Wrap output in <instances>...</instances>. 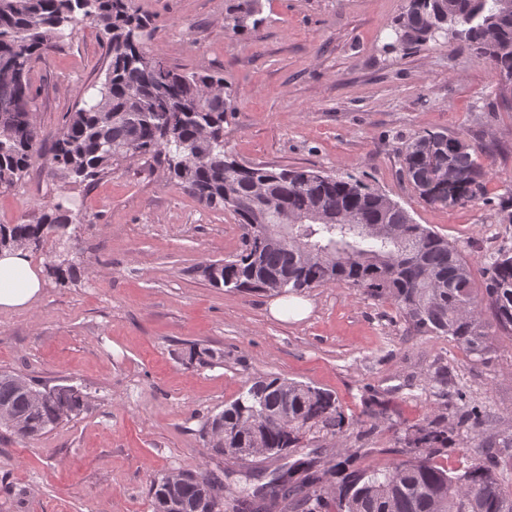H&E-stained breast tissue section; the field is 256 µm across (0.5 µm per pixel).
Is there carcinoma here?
I'll return each instance as SVG.
<instances>
[{"instance_id": "obj_1", "label": "carcinoma", "mask_w": 512, "mask_h": 512, "mask_svg": "<svg viewBox=\"0 0 512 512\" xmlns=\"http://www.w3.org/2000/svg\"><path fill=\"white\" fill-rule=\"evenodd\" d=\"M263 0H232L225 26L243 35L260 26ZM91 21L106 39L109 61L94 93L69 113L53 138L51 173L73 182L107 173L120 158L164 156L170 178L200 205L231 211L243 229V249L221 268L208 265L204 273L217 288L257 290L267 278L278 277L283 291L345 283L367 294L393 301L403 319L418 331L448 336L471 353L490 351L481 321L480 301L471 286L468 261L448 239L414 221L400 204L352 175L331 176L319 171L267 165H241L224 149V116L234 110L231 86L221 72H182L163 53L146 46L149 22L133 9L132 0H0V187H8L26 172L41 142L34 118L28 73L32 60L55 49L66 30ZM389 53L429 42L466 43L495 73L512 74V0H405L404 13ZM109 105L112 121L101 125L100 108ZM459 137L426 132L413 137L403 154L402 171L427 203H447L448 192L461 203L482 197L485 171L476 159L478 149L457 147ZM443 156L451 169L472 170L473 187L448 186V172L432 167ZM267 184L261 199L255 186ZM297 216L322 210L331 224L307 222L292 229L278 244L267 239L280 233V211ZM72 223L71 211L58 203L23 224H0V251L40 244L49 234L60 237ZM362 224H388L398 239H369ZM314 251L306 265L297 259L296 243ZM499 329L512 332V256L499 254L487 268L484 292ZM189 357L202 367L223 359L209 348L190 349ZM13 414L0 419L19 439H30L79 415L84 395L74 385L47 387L18 374L0 373V406ZM288 410V429L269 419ZM488 418L486 408L466 404L453 426L431 420L414 426L406 442L419 449L415 456L384 470L355 465L348 455L330 468L313 459H298L271 473L267 482L249 489L229 490L237 510L250 497L266 500L265 509L306 507L327 512L325 486L339 479L336 512H512V487L503 471H512L511 440L503 447L480 445L479 457L467 470L455 473L436 466L433 455L454 445L464 426L479 431ZM260 421L255 429L240 422ZM345 416L328 391L307 384L266 377L254 381L220 413L207 419L206 431L221 429L223 440L210 445L216 454L230 448H272L286 456L300 447L309 433L339 436ZM224 489V480L200 469L185 473L171 486L162 476L151 483L153 512H224V501L202 496L201 486Z\"/></svg>"}]
</instances>
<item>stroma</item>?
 I'll return each mask as SVG.
<instances>
[{"label": "stroma", "mask_w": 512, "mask_h": 512, "mask_svg": "<svg viewBox=\"0 0 512 512\" xmlns=\"http://www.w3.org/2000/svg\"><path fill=\"white\" fill-rule=\"evenodd\" d=\"M229 0H134L152 48L186 72L223 73L235 97L224 145L238 161L354 174L448 238L466 258L475 291L487 266L512 251V224L497 215L512 195V93L468 47L428 43L406 55L383 45L404 0H264L263 23L237 36L224 27ZM108 63L98 27L78 25L35 58L29 80L47 140L24 177L0 188V224L33 220L71 201L66 245L48 236L29 256L42 293L31 307L0 311V372L81 388L87 407L22 440L0 427V512H152L153 478L201 468L273 470L279 460L212 454L201 427L259 377L331 391L349 425L310 440L325 465L365 449V467L407 458L404 437L424 419L456 423L464 390L490 413L482 433L436 454L463 471L482 436L512 437V334L482 319L492 350L467 352L419 332L395 305L346 284L301 291L299 321L272 317L268 292L213 287L203 268L232 259L242 229L232 212L200 206L150 157L114 163L90 184L51 174L49 139ZM424 131L464 138L485 167L483 199L430 204L400 174L398 150ZM71 279L48 273L61 250ZM199 345L213 366L188 359ZM386 407L374 425L364 401Z\"/></svg>", "instance_id": "1"}]
</instances>
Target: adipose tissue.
<instances>
[{"label":"adipose tissue","mask_w":512,"mask_h":512,"mask_svg":"<svg viewBox=\"0 0 512 512\" xmlns=\"http://www.w3.org/2000/svg\"><path fill=\"white\" fill-rule=\"evenodd\" d=\"M41 289L42 282L26 249L0 252V310L31 306Z\"/></svg>","instance_id":"ef3b65f1"}]
</instances>
